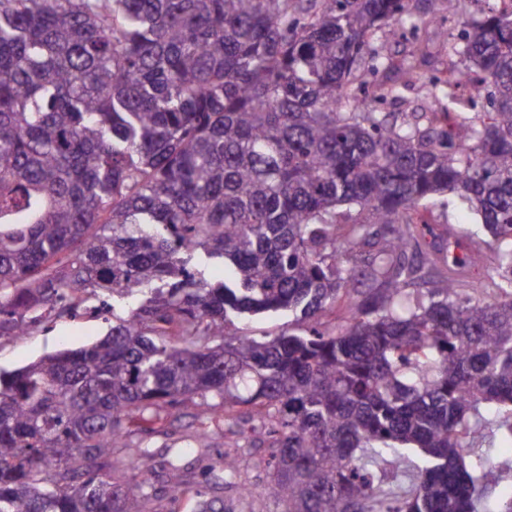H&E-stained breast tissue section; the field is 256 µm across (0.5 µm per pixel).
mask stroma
I'll list each match as a JSON object with an SVG mask.
<instances>
[{
	"mask_svg": "<svg viewBox=\"0 0 512 512\" xmlns=\"http://www.w3.org/2000/svg\"><path fill=\"white\" fill-rule=\"evenodd\" d=\"M419 4L432 17L430 26L417 30L406 27L398 29L396 35L380 34L377 44L383 54L394 62H401L406 49L412 44L423 47L425 56L409 78L401 97L383 104L386 112L409 113L414 111L427 94L445 96V88H432L430 81L445 70L448 64L447 33H458L465 22L480 17L487 9L486 0H464L462 10L449 14L441 0H419ZM421 214L437 232H445L447 225L477 230L479 218L472 211L455 204L452 196L445 195L433 200L422 208ZM110 328L108 321L97 314L80 313L74 317L52 320L43 327L28 331L21 336L0 337V371L10 372L22 368L62 348H78L96 342L105 336ZM176 430L178 439L172 443L169 459L185 472H199L201 467L216 459L220 452L245 460L247 469L242 478L252 490L254 512H276V506L266 494V472L263 460L269 438L260 423H253L245 429L227 424L216 436L214 442L199 440L194 416L187 411L173 412L167 418Z\"/></svg>",
	"mask_w": 512,
	"mask_h": 512,
	"instance_id": "1",
	"label": "stroma"
}]
</instances>
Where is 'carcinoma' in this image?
Masks as SVG:
<instances>
[{
  "instance_id": "cac0c4a2",
  "label": "carcinoma",
  "mask_w": 512,
  "mask_h": 512,
  "mask_svg": "<svg viewBox=\"0 0 512 512\" xmlns=\"http://www.w3.org/2000/svg\"><path fill=\"white\" fill-rule=\"evenodd\" d=\"M429 23L414 0H0V336L137 299L101 301L92 345L0 373V512H233L170 460L159 488L114 458H152L130 424L167 439L181 409L199 438L275 436L280 512H512L491 454L466 464L487 407L512 437V11L448 45V98L487 93V118L351 92L387 68L377 32ZM448 193L482 232L444 246L420 207ZM200 251L235 278L209 283ZM267 312L294 327L224 336ZM239 471L222 457L215 484L246 501Z\"/></svg>"
}]
</instances>
